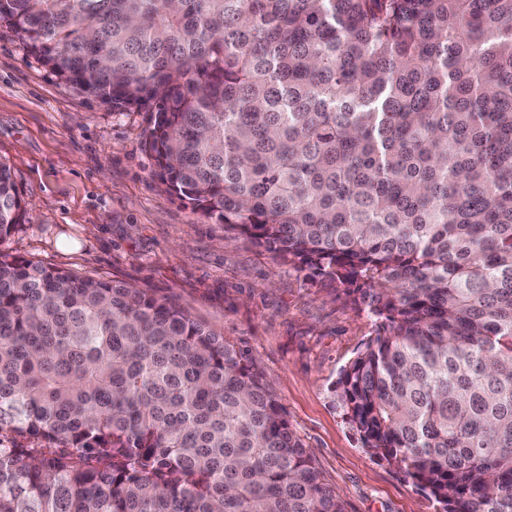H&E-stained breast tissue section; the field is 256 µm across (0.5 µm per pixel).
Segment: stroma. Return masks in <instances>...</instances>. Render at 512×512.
Listing matches in <instances>:
<instances>
[{
  "label": "stroma",
  "instance_id": "35a3bbf8",
  "mask_svg": "<svg viewBox=\"0 0 512 512\" xmlns=\"http://www.w3.org/2000/svg\"><path fill=\"white\" fill-rule=\"evenodd\" d=\"M149 120L67 84L0 28V161L30 217L0 250L172 299L248 351L346 512H435L363 448L333 391L375 318L343 285L226 238L166 191L144 147Z\"/></svg>",
  "mask_w": 512,
  "mask_h": 512
}]
</instances>
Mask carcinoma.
Masks as SVG:
<instances>
[{"mask_svg": "<svg viewBox=\"0 0 512 512\" xmlns=\"http://www.w3.org/2000/svg\"><path fill=\"white\" fill-rule=\"evenodd\" d=\"M167 190L380 320L340 372L436 512H512V0H0ZM26 219L0 161V243ZM0 512H345L242 348L0 250Z\"/></svg>", "mask_w": 512, "mask_h": 512, "instance_id": "carcinoma-1", "label": "carcinoma"}]
</instances>
